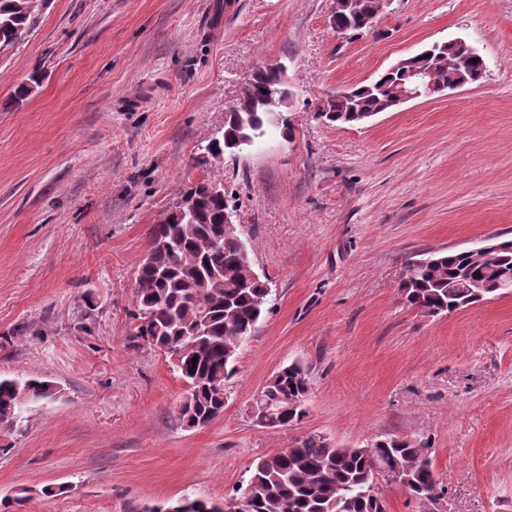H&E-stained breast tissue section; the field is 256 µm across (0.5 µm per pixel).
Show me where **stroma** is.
<instances>
[{"mask_svg": "<svg viewBox=\"0 0 512 512\" xmlns=\"http://www.w3.org/2000/svg\"><path fill=\"white\" fill-rule=\"evenodd\" d=\"M333 9L48 0L0 55V375L60 389L0 430V499L30 490L19 512L219 501L308 434L426 442L447 488L434 512H512V293L438 317L398 300L407 262L512 238V0H392L342 36ZM458 37L487 62L480 83L358 126L318 119L336 91ZM279 62L280 124L238 156L204 153L253 68ZM197 179L223 184L275 296L223 416L189 428L184 381L133 331L148 228ZM293 362L305 417L258 426L254 398Z\"/></svg>", "mask_w": 512, "mask_h": 512, "instance_id": "35a3bbf8", "label": "stroma"}]
</instances>
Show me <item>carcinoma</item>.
<instances>
[{
	"label": "carcinoma",
	"instance_id": "cac0c4a2",
	"mask_svg": "<svg viewBox=\"0 0 512 512\" xmlns=\"http://www.w3.org/2000/svg\"><path fill=\"white\" fill-rule=\"evenodd\" d=\"M46 0H0V54L8 52L38 26ZM376 0H358V15L344 22L350 33L359 32L364 19L375 11ZM417 68L435 69L438 81L448 84L479 82L486 70L481 55L461 57L433 45L413 60ZM402 79L398 72H384L374 85L352 89L353 96L331 104L318 116L336 126L361 124V115L377 110L390 89ZM42 81L32 72L4 108L17 107ZM280 86V75L256 69L232 112L224 122V134L212 139L205 150L224 153L226 144L243 134L260 138L279 101L269 91ZM181 195L193 213L184 216L178 206L166 210L148 229L149 258L136 268L134 318L139 320L135 339L163 351L182 352L177 371L193 388L190 402L181 410L182 421H214L224 415L226 390L222 386L234 373L242 343L270 310L271 288L253 277L254 266L247 245L238 234L224 229V186L208 180L192 182ZM158 239L175 245V251L155 247ZM482 282V294L468 287ZM512 290V239L502 241L491 269L475 263L465 250L436 253L424 263L409 262L398 288L401 301L418 313L435 317L492 300ZM309 392L308 372L298 362L280 368L264 386V402L270 404L272 427H286L302 420V407L288 409L290 401ZM53 397L50 382L0 377V421L21 412L19 402ZM381 464L393 475L408 479L407 492L430 507L446 494L435 472L428 447L417 441L386 436L365 448H342L328 438L306 435L289 448L257 458L245 484L233 491L250 492L248 512H386L376 489L370 488L373 466ZM191 512H224V502L188 496Z\"/></svg>",
	"mask_w": 512,
	"mask_h": 512
}]
</instances>
